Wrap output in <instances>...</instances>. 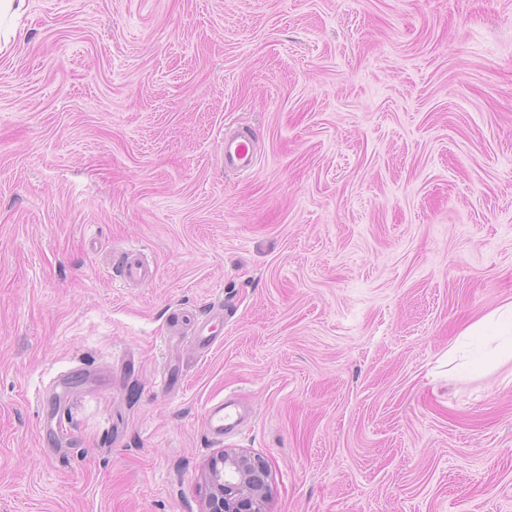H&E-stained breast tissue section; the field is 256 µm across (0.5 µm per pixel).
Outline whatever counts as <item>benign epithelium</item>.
Here are the masks:
<instances>
[{
	"mask_svg": "<svg viewBox=\"0 0 512 512\" xmlns=\"http://www.w3.org/2000/svg\"><path fill=\"white\" fill-rule=\"evenodd\" d=\"M205 512H266L269 494L265 462L244 450H222L204 473Z\"/></svg>",
	"mask_w": 512,
	"mask_h": 512,
	"instance_id": "7a95c632",
	"label": "benign epithelium"
}]
</instances>
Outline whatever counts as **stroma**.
I'll use <instances>...</instances> for the list:
<instances>
[{
  "label": "stroma",
  "instance_id": "obj_1",
  "mask_svg": "<svg viewBox=\"0 0 512 512\" xmlns=\"http://www.w3.org/2000/svg\"><path fill=\"white\" fill-rule=\"evenodd\" d=\"M510 302L512 0H26L0 512H203L224 449L267 463V512H512V358L463 335ZM256 136L250 130L224 135V167L235 172L251 170L256 162ZM134 251L126 252L117 263L118 276L124 283L143 284L149 281L150 273L148 267L140 259L134 255ZM205 420L209 434L216 439H224V434L238 425L228 400L210 405L206 409Z\"/></svg>",
  "mask_w": 512,
  "mask_h": 512
}]
</instances>
